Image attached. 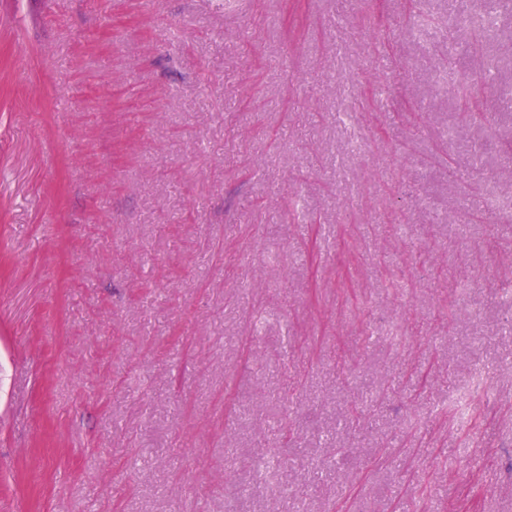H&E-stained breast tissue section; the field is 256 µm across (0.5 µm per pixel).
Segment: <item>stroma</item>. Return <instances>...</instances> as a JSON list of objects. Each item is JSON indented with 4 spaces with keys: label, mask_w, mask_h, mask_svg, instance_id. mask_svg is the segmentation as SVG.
Returning <instances> with one entry per match:
<instances>
[{
    "label": "stroma",
    "mask_w": 512,
    "mask_h": 512,
    "mask_svg": "<svg viewBox=\"0 0 512 512\" xmlns=\"http://www.w3.org/2000/svg\"><path fill=\"white\" fill-rule=\"evenodd\" d=\"M457 2L0 0V512H512V0L452 70Z\"/></svg>",
    "instance_id": "stroma-1"
}]
</instances>
